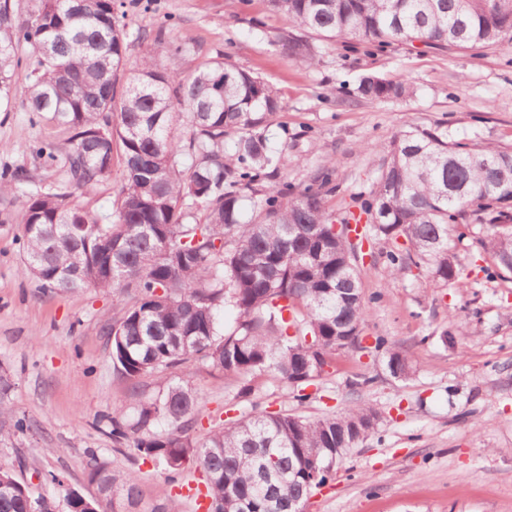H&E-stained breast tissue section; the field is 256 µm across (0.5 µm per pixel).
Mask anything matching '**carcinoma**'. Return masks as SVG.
<instances>
[{"mask_svg": "<svg viewBox=\"0 0 512 512\" xmlns=\"http://www.w3.org/2000/svg\"><path fill=\"white\" fill-rule=\"evenodd\" d=\"M288 18L279 46L313 66L312 35L376 48L402 41L477 53L512 45V0H266ZM126 0H39L23 9L0 0V100L19 95L25 111L70 132L60 151L64 179L28 187L25 169L0 171V196H25L23 271L43 290L112 292V324L103 331L113 370L129 379L152 375L158 393L129 415L112 411V444L164 471L167 482L189 468L203 476L207 512H297L313 489L374 430L375 411L356 403L311 420L267 410L255 379L273 376L297 390L325 374L336 352L356 348L367 314L357 255L363 241L384 240L390 272L424 265L446 285L464 269L448 254L450 227L482 217L480 244L495 272L512 275V151L446 140L435 131H401L386 148L359 213L336 217L326 207L331 169L293 193L288 183L261 188L288 167L264 135L283 110L277 90L222 58L184 75L162 68L154 51L126 71ZM31 54H19L21 45ZM27 83H15L18 69ZM366 100L399 99L402 81L365 76ZM187 129V138L175 134ZM230 139L233 150H224ZM122 165L112 220L81 202ZM361 225L353 243L338 224ZM406 246L397 247L398 238ZM236 311L226 328L224 310ZM388 369L411 375L407 355L385 348ZM195 362L238 380L249 411L202 438L190 434L199 395L168 372ZM0 374V442L28 429L4 399ZM90 481L132 509L139 478L113 473L93 454ZM0 512H98L99 501L70 491L64 506L22 489L0 469Z\"/></svg>", "mask_w": 512, "mask_h": 512, "instance_id": "carcinoma-1", "label": "carcinoma"}]
</instances>
